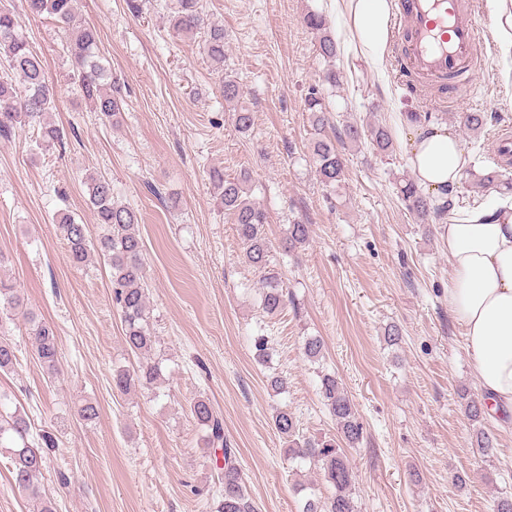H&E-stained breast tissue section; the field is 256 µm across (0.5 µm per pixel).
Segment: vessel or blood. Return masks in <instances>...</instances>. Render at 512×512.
<instances>
[{"mask_svg":"<svg viewBox=\"0 0 512 512\" xmlns=\"http://www.w3.org/2000/svg\"><path fill=\"white\" fill-rule=\"evenodd\" d=\"M393 30L411 71L430 80L452 76L457 95L471 91L468 75L477 63L485 31L465 0H403Z\"/></svg>","mask_w":512,"mask_h":512,"instance_id":"obj_1","label":"vessel or blood"}]
</instances>
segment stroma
I'll return each mask as SVG.
<instances>
[{"mask_svg":"<svg viewBox=\"0 0 512 512\" xmlns=\"http://www.w3.org/2000/svg\"><path fill=\"white\" fill-rule=\"evenodd\" d=\"M167 0H79L77 23L95 30L110 76L124 81L126 104L102 122L72 79L66 38L23 0H0L42 56L56 90L50 121L62 144L37 150L34 128L0 136V276L51 325L61 374L48 380L21 329L12 371L0 390L13 393L33 430H53L58 446L40 483L56 512H212L204 492L217 486L215 458L189 411L197 396L224 415V433L238 450L247 490L259 512H299L296 483L329 493L319 469H295L273 424L276 410L294 413L308 437H336V422L319 394L321 374L342 382L364 427L344 448L359 512H491L495 497L512 494V429L470 421L461 390L477 391L461 325L448 309L451 268L436 227L416 223L401 201L398 177L409 174L408 134L425 114L456 130L470 170L495 167L499 134H512V56L486 34L473 74L476 92L412 85L396 54L376 70L351 50L333 63L316 52L302 18L324 14L332 33L341 22L328 0H203L209 22L223 26V70L200 49V36L176 34ZM334 69L337 85L325 79ZM242 88L254 115L252 131L236 130L222 93L223 75ZM319 89L334 118L345 176L336 190L320 185L304 109ZM482 112L480 136L462 131L460 116ZM400 128L384 155L369 141L343 138L347 125ZM248 172L252 195L265 209L271 263L292 294L270 317L261 309L260 276L243 260L230 218L217 204L211 168ZM109 178L123 203L140 216L139 232L158 341L149 353L162 381L124 395L112 387L117 369L135 367L112 302L108 266L99 259L73 266L52 222L60 211L99 228L87 204L88 175ZM310 224L309 243L293 252L282 242L289 224ZM402 338L391 345L389 326ZM267 337L271 357L257 358ZM324 341L319 362L302 353L305 337ZM278 375L285 393L268 381ZM95 401L96 421L79 419V400ZM496 439L485 458L478 430ZM70 475L60 486L57 471ZM465 477L457 484L455 475Z\"/></svg>","mask_w":512,"mask_h":512,"instance_id":"1","label":"stroma"}]
</instances>
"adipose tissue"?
<instances>
[{
	"label": "adipose tissue",
	"mask_w": 512,
	"mask_h": 512,
	"mask_svg": "<svg viewBox=\"0 0 512 512\" xmlns=\"http://www.w3.org/2000/svg\"><path fill=\"white\" fill-rule=\"evenodd\" d=\"M333 2L348 47L381 68L394 0ZM408 163L438 200L462 180L468 156L453 129L429 124L412 135ZM438 234L451 265L448 306L464 328L474 377L492 412H512V201L453 208Z\"/></svg>",
	"instance_id": "adipose-tissue-1"
}]
</instances>
